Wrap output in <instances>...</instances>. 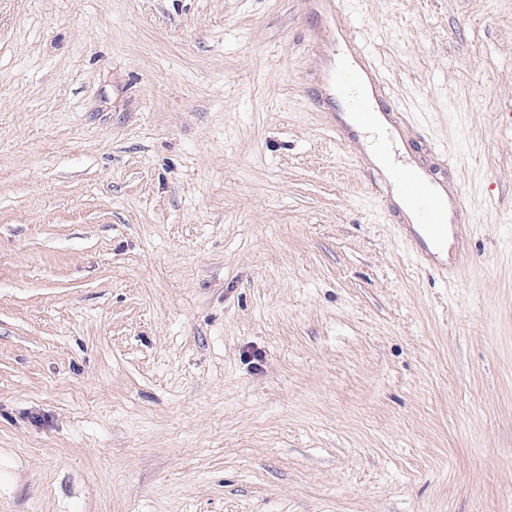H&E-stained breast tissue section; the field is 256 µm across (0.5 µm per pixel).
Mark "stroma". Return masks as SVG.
I'll return each mask as SVG.
<instances>
[{
  "label": "stroma",
  "mask_w": 512,
  "mask_h": 512,
  "mask_svg": "<svg viewBox=\"0 0 512 512\" xmlns=\"http://www.w3.org/2000/svg\"><path fill=\"white\" fill-rule=\"evenodd\" d=\"M0 512H512V0H0ZM355 76L348 69H337L328 79L327 93L344 98L351 112H355L366 121H372L378 111L374 96L367 97L355 91ZM348 120L350 121L351 125L354 126L360 133L369 134V136L366 138V142H367L369 151L377 158L378 166L384 172H386V171L389 172L390 168L393 167L397 163L395 161L394 151L386 156H381V155L376 154L375 153L376 131L374 129L364 125L351 113L348 115ZM397 178L399 190L429 244L428 248L420 234L407 231L405 240L410 251L418 260L448 275V265L440 262L439 255L446 248L448 254V229L459 241L456 224L464 218V200L458 187L451 190L446 184L435 182L423 168L404 171Z\"/></svg>",
  "instance_id": "35a3bbf8"
}]
</instances>
